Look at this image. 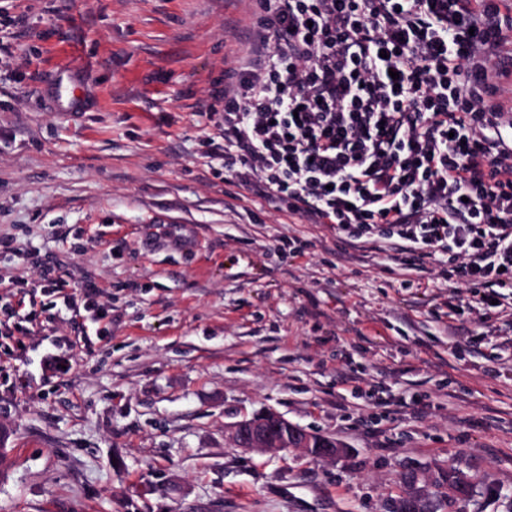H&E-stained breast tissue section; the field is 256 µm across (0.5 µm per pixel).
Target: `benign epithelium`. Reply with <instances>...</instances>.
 Wrapping results in <instances>:
<instances>
[{
    "label": "benign epithelium",
    "instance_id": "1",
    "mask_svg": "<svg viewBox=\"0 0 512 512\" xmlns=\"http://www.w3.org/2000/svg\"><path fill=\"white\" fill-rule=\"evenodd\" d=\"M231 435L235 444L244 450L303 448L318 458H336L347 452L340 442L320 447L321 436L290 423L272 410L235 423L231 426Z\"/></svg>",
    "mask_w": 512,
    "mask_h": 512
}]
</instances>
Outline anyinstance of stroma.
Segmentation results:
<instances>
[{"mask_svg":"<svg viewBox=\"0 0 512 512\" xmlns=\"http://www.w3.org/2000/svg\"><path fill=\"white\" fill-rule=\"evenodd\" d=\"M258 20L0 0V512H390L406 471L451 467L473 496L440 512H512V311L225 182L204 113ZM64 65L84 90L61 108ZM46 271L94 284L102 319L52 292L10 318ZM267 410L347 454L236 446Z\"/></svg>","mask_w":512,"mask_h":512,"instance_id":"1","label":"stroma"}]
</instances>
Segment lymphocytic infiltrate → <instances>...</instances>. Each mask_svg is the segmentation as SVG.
<instances>
[{
  "mask_svg": "<svg viewBox=\"0 0 512 512\" xmlns=\"http://www.w3.org/2000/svg\"><path fill=\"white\" fill-rule=\"evenodd\" d=\"M224 71V178L442 275L512 288V15L502 0H256Z\"/></svg>",
  "mask_w": 512,
  "mask_h": 512,
  "instance_id": "f902f5d3",
  "label": "lymphocytic infiltrate"
}]
</instances>
